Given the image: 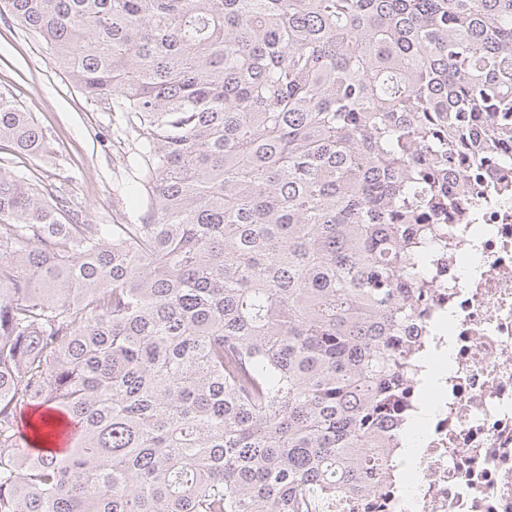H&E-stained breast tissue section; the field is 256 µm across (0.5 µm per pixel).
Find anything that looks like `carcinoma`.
Instances as JSON below:
<instances>
[{"label": "carcinoma", "instance_id": "1", "mask_svg": "<svg viewBox=\"0 0 512 512\" xmlns=\"http://www.w3.org/2000/svg\"><path fill=\"white\" fill-rule=\"evenodd\" d=\"M138 134L140 224L0 170V512H357L430 225L512 131V0H0ZM0 150L52 153L0 91ZM25 407L40 413L22 417ZM78 424L57 455L60 423Z\"/></svg>", "mask_w": 512, "mask_h": 512}]
</instances>
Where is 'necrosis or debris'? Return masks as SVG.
<instances>
[{
    "instance_id": "1",
    "label": "necrosis or debris",
    "mask_w": 512,
    "mask_h": 512,
    "mask_svg": "<svg viewBox=\"0 0 512 512\" xmlns=\"http://www.w3.org/2000/svg\"><path fill=\"white\" fill-rule=\"evenodd\" d=\"M435 228L419 355L404 405L427 414L410 471L369 512H512V168L468 179Z\"/></svg>"
}]
</instances>
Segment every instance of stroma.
Here are the masks:
<instances>
[{"instance_id": "stroma-1", "label": "stroma", "mask_w": 512, "mask_h": 512, "mask_svg": "<svg viewBox=\"0 0 512 512\" xmlns=\"http://www.w3.org/2000/svg\"><path fill=\"white\" fill-rule=\"evenodd\" d=\"M11 91L47 132L53 156L16 164L60 188L87 224H136L143 207L128 189L141 176L138 142L127 119L89 98L55 68L46 46L10 18H0V90Z\"/></svg>"}]
</instances>
